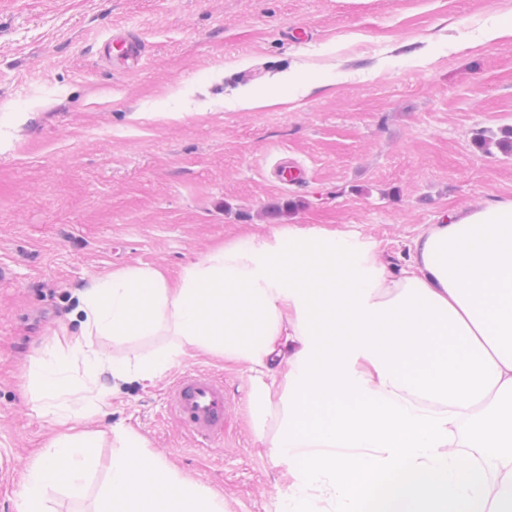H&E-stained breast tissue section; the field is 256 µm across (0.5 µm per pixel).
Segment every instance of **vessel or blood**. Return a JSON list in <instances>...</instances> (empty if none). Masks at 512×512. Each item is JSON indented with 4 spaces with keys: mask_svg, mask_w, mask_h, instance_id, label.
<instances>
[{
    "mask_svg": "<svg viewBox=\"0 0 512 512\" xmlns=\"http://www.w3.org/2000/svg\"><path fill=\"white\" fill-rule=\"evenodd\" d=\"M101 54L108 61L134 66L143 57L144 42L133 33L117 34L104 45ZM170 410L177 422L198 439L205 442L223 439V380L208 372L179 378L172 387Z\"/></svg>",
    "mask_w": 512,
    "mask_h": 512,
    "instance_id": "1",
    "label": "vessel or blood"
}]
</instances>
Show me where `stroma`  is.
<instances>
[{"label": "stroma", "mask_w": 512, "mask_h": 512, "mask_svg": "<svg viewBox=\"0 0 512 512\" xmlns=\"http://www.w3.org/2000/svg\"><path fill=\"white\" fill-rule=\"evenodd\" d=\"M510 19L512 0H0V512L55 430L27 376L95 279L137 264L172 276L280 223L353 226L396 269L423 225L511 200L512 152L475 142L512 128V41L482 38ZM119 30L146 44L135 70L98 56ZM288 70L308 92L273 84ZM243 87L279 102L235 107ZM285 163L304 179L283 184ZM193 370L224 379L216 452L169 412ZM99 384L111 404L84 427L104 432L102 455L119 424L224 512H279L281 390L260 439L251 374L222 356Z\"/></svg>", "instance_id": "obj_1"}]
</instances>
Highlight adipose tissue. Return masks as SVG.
<instances>
[{
    "instance_id": "1",
    "label": "adipose tissue",
    "mask_w": 512,
    "mask_h": 512,
    "mask_svg": "<svg viewBox=\"0 0 512 512\" xmlns=\"http://www.w3.org/2000/svg\"><path fill=\"white\" fill-rule=\"evenodd\" d=\"M381 251L351 228L283 224L211 248L174 280L150 265L98 280L78 296L77 329L35 373L32 409L54 413L56 430L16 512H48L51 488L84 497L100 469L94 512H224L222 496L138 434L112 427L104 460L100 433L82 427L109 404L102 369L152 381L193 351L248 366L259 430L287 381L273 444L294 478L282 512H512V200L424 226L400 269ZM159 335L167 344L131 363L95 346Z\"/></svg>"
}]
</instances>
